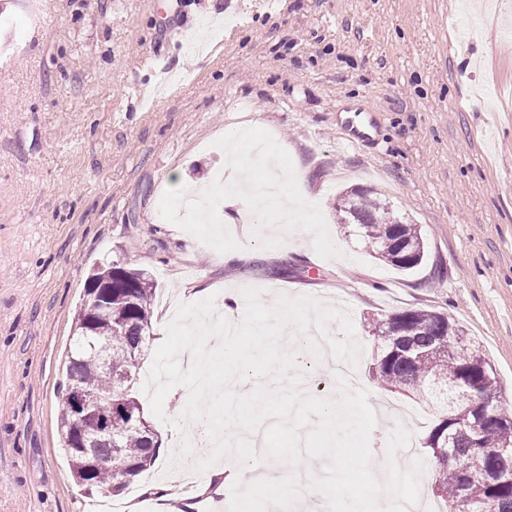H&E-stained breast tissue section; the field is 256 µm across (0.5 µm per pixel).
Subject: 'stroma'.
Returning <instances> with one entry per match:
<instances>
[{
  "label": "stroma",
  "mask_w": 512,
  "mask_h": 512,
  "mask_svg": "<svg viewBox=\"0 0 512 512\" xmlns=\"http://www.w3.org/2000/svg\"><path fill=\"white\" fill-rule=\"evenodd\" d=\"M37 14L0 46V512H91L59 448L62 360L90 269L145 270L157 296L224 289L312 296L347 313L378 427L423 442L427 404L373 376L371 323L409 308L453 315L495 366L512 408V0H13ZM210 40L199 50L198 28ZM168 89L156 95L161 66ZM374 111L376 140L339 139L344 108ZM269 143L312 190L307 242L273 208H222L211 225L166 219L185 185L223 188L224 133ZM370 189L419 225L424 262L371 257L339 193ZM188 398L173 388L162 448L121 512H157L145 486L189 498L165 465Z\"/></svg>",
  "instance_id": "35a3bbf8"
}]
</instances>
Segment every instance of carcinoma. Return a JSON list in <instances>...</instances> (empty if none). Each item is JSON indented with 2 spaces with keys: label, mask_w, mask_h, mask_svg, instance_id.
I'll return each instance as SVG.
<instances>
[{
  "label": "carcinoma",
  "mask_w": 512,
  "mask_h": 512,
  "mask_svg": "<svg viewBox=\"0 0 512 512\" xmlns=\"http://www.w3.org/2000/svg\"><path fill=\"white\" fill-rule=\"evenodd\" d=\"M336 216L340 224L357 225L366 250L387 264L410 271L423 262L426 244L418 225L402 221L371 191L340 195ZM155 290L150 275L117 260L86 278L67 356L59 434L71 474L88 495L124 493L159 457L158 435L132 420L144 415L136 396L139 383L125 390L118 381L127 369L140 376L131 349L149 345L140 331L152 327ZM374 330L379 339L377 380L425 399L442 413L427 447L437 466L434 488L451 512L460 510L464 496L474 512H512V483L500 480L502 471H512V453H500L504 442H512V411L503 406L495 366L465 326L444 311L411 308L376 322ZM102 343L109 346L110 371L103 366ZM464 383L474 388V396L461 402L456 393ZM73 385L91 410L107 399L115 402L112 443L99 444V462L93 466L85 464L77 447L80 433L94 431V425L87 421L81 429L74 422L68 400Z\"/></svg>",
  "instance_id": "cac0c4a2"
}]
</instances>
